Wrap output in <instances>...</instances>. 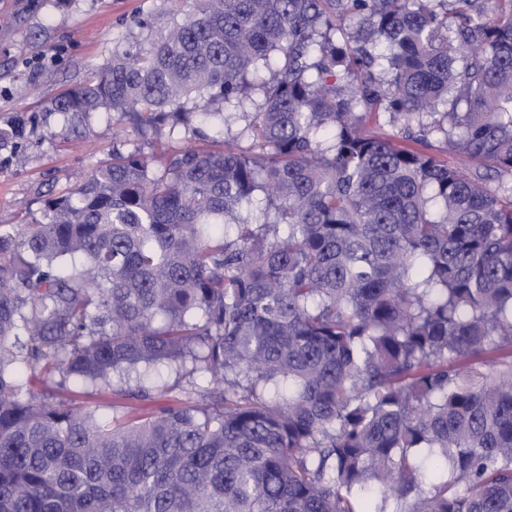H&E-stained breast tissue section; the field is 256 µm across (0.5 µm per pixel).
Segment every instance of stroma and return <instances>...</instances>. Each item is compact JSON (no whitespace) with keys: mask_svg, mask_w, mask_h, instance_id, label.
<instances>
[{"mask_svg":"<svg viewBox=\"0 0 512 512\" xmlns=\"http://www.w3.org/2000/svg\"><path fill=\"white\" fill-rule=\"evenodd\" d=\"M189 12V0H0V127L25 119L20 151L25 163L0 151V224L39 213L47 195L81 184L112 150V122L94 117L90 132L62 124L49 102L79 86L112 47L135 46L139 21L164 26L173 10ZM51 399L112 413L114 395L93 386L47 383Z\"/></svg>","mask_w":512,"mask_h":512,"instance_id":"stroma-1","label":"stroma"}]
</instances>
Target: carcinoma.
I'll return each instance as SVG.
<instances>
[{
	"mask_svg": "<svg viewBox=\"0 0 512 512\" xmlns=\"http://www.w3.org/2000/svg\"><path fill=\"white\" fill-rule=\"evenodd\" d=\"M140 28L50 101L108 158L0 225V512H512V0ZM160 366L211 388L133 416ZM118 370L105 421L33 389Z\"/></svg>",
	"mask_w": 512,
	"mask_h": 512,
	"instance_id": "carcinoma-1",
	"label": "carcinoma"
}]
</instances>
